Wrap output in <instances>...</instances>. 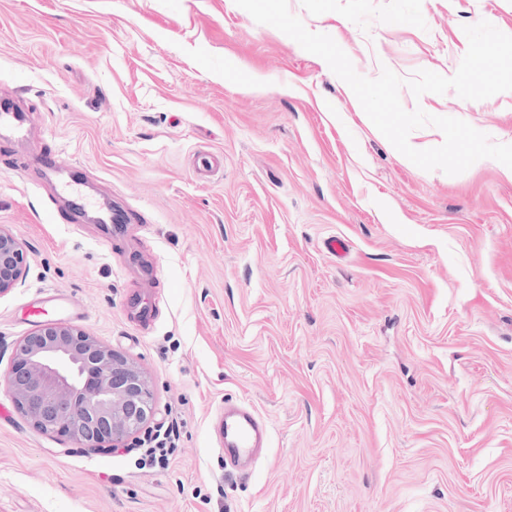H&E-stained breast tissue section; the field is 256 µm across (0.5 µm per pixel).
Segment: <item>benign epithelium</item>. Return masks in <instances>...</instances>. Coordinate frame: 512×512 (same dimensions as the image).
Instances as JSON below:
<instances>
[{"label": "benign epithelium", "mask_w": 512, "mask_h": 512, "mask_svg": "<svg viewBox=\"0 0 512 512\" xmlns=\"http://www.w3.org/2000/svg\"><path fill=\"white\" fill-rule=\"evenodd\" d=\"M17 239L0 226V296L23 276ZM4 384L18 411L45 434L89 451L122 448L153 420L145 371L82 329L45 321L13 350Z\"/></svg>", "instance_id": "1"}]
</instances>
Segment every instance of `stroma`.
<instances>
[{"label": "stroma", "instance_id": "stroma-1", "mask_svg": "<svg viewBox=\"0 0 512 512\" xmlns=\"http://www.w3.org/2000/svg\"><path fill=\"white\" fill-rule=\"evenodd\" d=\"M368 78L450 77L464 26L512 35V0H289ZM0 226L23 280L0 296V377L41 321L148 374L168 461L43 434L0 385V512H512V181L425 171L319 56L234 0H0ZM405 109L512 144V91ZM81 167L122 232L69 216L32 158ZM349 244L343 261L325 248ZM57 290L67 305H30ZM270 442L224 466L225 401Z\"/></svg>", "mask_w": 512, "mask_h": 512}]
</instances>
